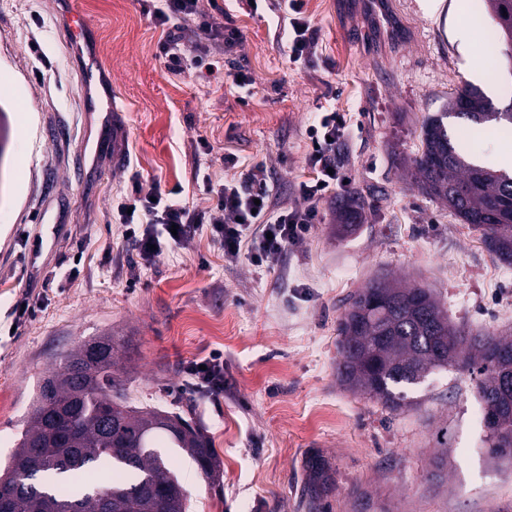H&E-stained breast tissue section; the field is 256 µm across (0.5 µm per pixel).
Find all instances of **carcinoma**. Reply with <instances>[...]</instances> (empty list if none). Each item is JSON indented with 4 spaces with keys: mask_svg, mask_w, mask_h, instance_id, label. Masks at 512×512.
I'll use <instances>...</instances> for the list:
<instances>
[{
    "mask_svg": "<svg viewBox=\"0 0 512 512\" xmlns=\"http://www.w3.org/2000/svg\"><path fill=\"white\" fill-rule=\"evenodd\" d=\"M499 39L512 53V0H486ZM477 126L512 128V112L495 108L482 90L467 84L444 112L422 128L423 150L413 160L420 191L448 206L482 233L487 247L512 265V173L471 156L448 132V118ZM108 358L77 368L82 346L63 355L38 385L26 428L0 473V499L9 512H186V493L171 471L167 448H181L201 472H216L210 441L182 416L155 407L132 408L117 375V345L101 336ZM339 381L379 400L391 411L407 405L406 388L435 372L463 369L477 376L486 444L512 437V336H468L448 322L431 291L403 287L385 277L355 293L338 326ZM312 509L335 484L330 462L320 454L305 460Z\"/></svg>",
    "mask_w": 512,
    "mask_h": 512,
    "instance_id": "carcinoma-1",
    "label": "carcinoma"
}]
</instances>
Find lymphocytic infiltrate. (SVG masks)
Segmentation results:
<instances>
[{"mask_svg": "<svg viewBox=\"0 0 512 512\" xmlns=\"http://www.w3.org/2000/svg\"><path fill=\"white\" fill-rule=\"evenodd\" d=\"M273 4L284 22L282 36L289 59L307 60L315 52L316 30L304 11V0H273ZM152 18L164 33L158 57L179 75L213 71L215 57L233 48L240 37L237 29L226 27L205 10L201 0H160ZM194 27L206 32V41L190 40ZM349 128L345 113L333 109L315 113L306 129L311 144L306 163L314 175L296 184L301 203L294 207L278 202L263 162L221 182L204 177L210 205L203 210L160 191L147 194L140 186H133L131 194L112 211L123 238L134 246L135 255L128 260L130 273H138L140 267L155 262L202 230L208 231L227 264H237L245 257L257 267L276 266L289 247L306 239L319 220V203L343 183L336 166V149ZM180 370L186 390L213 400L223 395V353H211L200 362L181 363Z\"/></svg>", "mask_w": 512, "mask_h": 512, "instance_id": "obj_1", "label": "lymphocytic infiltrate"}]
</instances>
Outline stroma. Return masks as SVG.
I'll list each match as a JSON object with an SVG mask.
<instances>
[{"mask_svg":"<svg viewBox=\"0 0 512 512\" xmlns=\"http://www.w3.org/2000/svg\"><path fill=\"white\" fill-rule=\"evenodd\" d=\"M305 0L317 30L307 61L289 60L265 0H217L240 42L210 75L169 71L157 56L162 31L145 0H75L90 35L74 51L56 0H0V106L10 138L0 159V462L14 450L43 373L81 341L109 333L133 407L155 406L196 422L209 436L218 475L206 478L173 448L187 512H310L303 462L325 456L335 484L322 512H357L359 494L386 512H512V462H490L482 423L471 417L475 379L450 369L409 390L392 412L336 378L338 323L346 298L388 275L429 288L449 322L474 335L512 334V265L480 232L413 180L421 128L451 93L471 82L480 40L461 51L459 22L485 17L484 0ZM41 32L39 48L29 43ZM95 59L122 113L105 123L83 92ZM251 74L245 91L229 72ZM347 113L351 132L337 164L347 187L319 204L322 220L273 268L225 264L200 234L142 267L130 282L129 245L112 222V199L133 183L176 191L206 209L199 178L272 160L279 202H300L311 177L306 128L318 108ZM452 136L493 166L511 135ZM127 162H112L113 148ZM361 207L351 232L339 212ZM40 296L35 319L13 328L11 307ZM219 351L227 389L219 400L182 393L180 362ZM447 453V481L431 478Z\"/></svg>","mask_w":512,"mask_h":512,"instance_id":"1","label":"stroma"}]
</instances>
